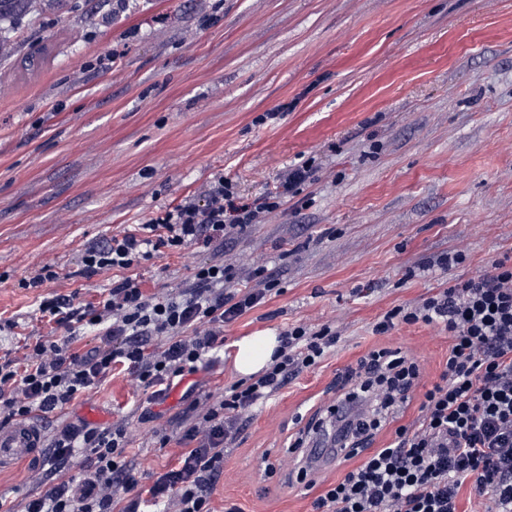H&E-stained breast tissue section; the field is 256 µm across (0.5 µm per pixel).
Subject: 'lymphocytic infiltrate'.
<instances>
[{"label":"lymphocytic infiltrate","instance_id":"obj_1","mask_svg":"<svg viewBox=\"0 0 512 512\" xmlns=\"http://www.w3.org/2000/svg\"><path fill=\"white\" fill-rule=\"evenodd\" d=\"M312 175L311 162H304L283 172L273 190L244 202L220 176L202 199H184L137 228L116 231L106 244L87 247L80 258L83 276L114 270L124 276L94 304L60 295L40 301L49 332L23 357L0 358V429L61 412L117 366L153 402L166 398L175 378L198 372L206 356L223 350L226 324L280 294V269L259 264L242 270L218 258L196 266L186 285L153 294L144 293L127 269L164 248L234 243L282 209ZM403 323L439 325L449 340L445 368L425 392L417 422L399 426L395 420L420 378L419 365L401 350L375 349L336 379L347 411L337 413L332 405L319 410L290 443L281 467L311 474L309 443L332 424L346 447L366 444L374 451L324 489L313 502L315 512H459L457 494L468 480L485 499L484 512H512V262L495 261L485 274L395 307L372 332L385 335ZM89 327L98 330L96 345L73 352V340ZM339 338L328 324L280 333V347L263 374L237 381L228 394L208 393L193 402L183 432L191 449L143 491L126 457L123 426L99 429L81 421L54 429L42 438L41 460L29 475L39 492L25 496L21 512H144L148 506L215 512L211 490L243 414L318 365ZM390 424L393 441L374 447Z\"/></svg>","mask_w":512,"mask_h":512}]
</instances>
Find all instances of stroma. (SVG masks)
<instances>
[{
	"label": "stroma",
	"mask_w": 512,
	"mask_h": 512,
	"mask_svg": "<svg viewBox=\"0 0 512 512\" xmlns=\"http://www.w3.org/2000/svg\"><path fill=\"white\" fill-rule=\"evenodd\" d=\"M0 40V356L48 332L41 297L99 301L112 278L82 277L79 258L113 227L217 175L253 199L314 159L313 182L230 250L195 245L130 271L153 293L219 256L281 265L283 293L227 324L223 355L193 375L199 397L238 381V337L337 324L335 350L244 415L211 495L215 512H313L321 487L276 466L339 373L375 348L407 353L421 369L409 424L448 359L440 327L376 336L378 317L512 257V0H40L1 21ZM454 251L462 264L429 268ZM42 262L57 279L19 287ZM186 390L148 421L145 392L117 369L45 426L91 412L124 425L146 489L187 450Z\"/></svg>",
	"instance_id": "obj_1"
}]
</instances>
